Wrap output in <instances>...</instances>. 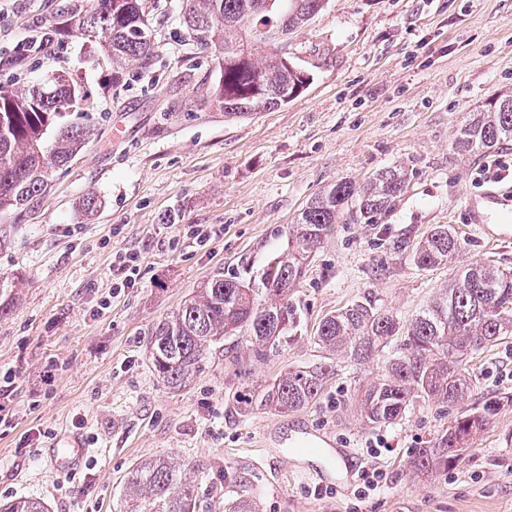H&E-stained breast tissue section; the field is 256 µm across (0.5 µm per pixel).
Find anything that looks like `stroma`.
<instances>
[{"label":"stroma","mask_w":512,"mask_h":512,"mask_svg":"<svg viewBox=\"0 0 512 512\" xmlns=\"http://www.w3.org/2000/svg\"><path fill=\"white\" fill-rule=\"evenodd\" d=\"M92 0H0V84L34 85L72 71L80 36L31 51L61 19ZM154 35L148 68L119 86L83 74L94 135L45 194L22 213H0V276L15 279L0 318V502L44 500L51 512H116L126 474L168 456L193 467L199 512H227L241 496L258 512H512V337L471 358L474 383L461 410L497 400L493 423L448 474L413 470L417 449L448 428L447 410L418 398L403 419L370 427L349 397L396 343L356 365L337 360L320 399L294 412L238 408L277 375L327 363L317 332L357 301L409 320L447 284L451 266L418 268L409 253L436 224L466 243L459 264L490 261L512 271V238L472 229L481 213L499 232L512 201V142L469 159L453 151L469 112L512 90V0H328L288 45L311 77L288 104L239 119L203 104L217 65L180 22L185 0H146ZM497 162L499 184L483 168ZM401 165L406 192L370 224L339 223L294 288L296 337L261 361L242 336L213 346L188 386L163 385L148 361L154 323L217 274L258 277L284 251L302 208L338 179L361 180ZM100 202L86 219L82 202ZM174 223H164L165 215ZM207 227L210 239L193 231ZM137 254L140 275L121 287L116 253ZM325 436L347 474L317 485L290 459L304 431ZM79 435L80 466L54 471L48 451ZM380 482L361 495V473Z\"/></svg>","instance_id":"35a3bbf8"}]
</instances>
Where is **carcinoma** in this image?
<instances>
[{
  "instance_id": "carcinoma-1",
  "label": "carcinoma",
  "mask_w": 512,
  "mask_h": 512,
  "mask_svg": "<svg viewBox=\"0 0 512 512\" xmlns=\"http://www.w3.org/2000/svg\"><path fill=\"white\" fill-rule=\"evenodd\" d=\"M323 0H186L183 24L202 51L219 48V77L207 104L226 116L241 117L282 106L299 96L310 76L286 63L270 33L293 34L321 10ZM78 32L93 47L88 63L108 62L112 84L131 65L147 67L153 58V33L143 0H94L92 9L58 24L52 39ZM84 85L68 73L50 75L18 92L0 85V211L16 209L42 195L50 173L66 167L85 149L93 129L85 122ZM512 142V92L502 93L470 115L455 132L454 149L480 155ZM401 166L377 170L358 184L334 181L300 213L288 248L273 258L259 281L217 275L195 288L183 305L155 323L147 352L162 383L177 390L202 371L211 347L226 336L245 332L257 360L291 338L297 309L295 285L309 270L310 258L332 226L344 216L370 224L391 209L407 186ZM464 245L447 225L432 227L413 247L411 259L422 269L456 262ZM512 335V272L489 262L458 266L433 299L407 322L370 303H354L322 321L317 340L333 356L361 364L380 345L396 339L398 350L378 377L355 397L360 415L375 426L402 420L414 398L442 407L468 399L473 386L468 358ZM335 366L292 369L261 393L238 397L246 408L277 412L314 402ZM499 402L488 400L448 421V430L417 449L412 467L419 473L446 474L477 433L496 415ZM192 468L167 457L132 469L119 512H199ZM0 512H49L37 498H17Z\"/></svg>"
}]
</instances>
